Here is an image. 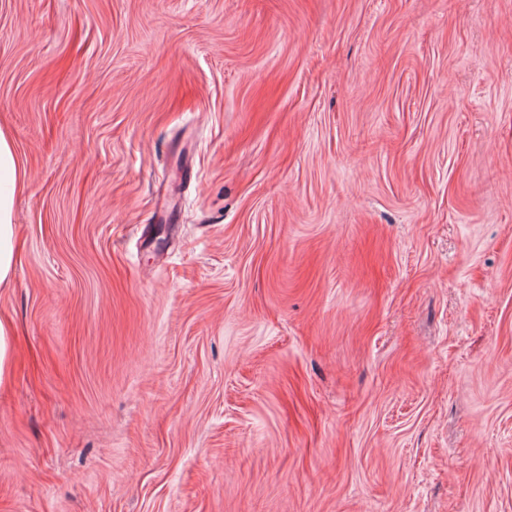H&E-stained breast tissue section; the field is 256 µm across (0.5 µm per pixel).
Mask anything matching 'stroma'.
Listing matches in <instances>:
<instances>
[{
    "label": "stroma",
    "mask_w": 512,
    "mask_h": 512,
    "mask_svg": "<svg viewBox=\"0 0 512 512\" xmlns=\"http://www.w3.org/2000/svg\"><path fill=\"white\" fill-rule=\"evenodd\" d=\"M0 124V512H512V0H0ZM25 180L10 136L0 126V286L9 283L15 268L13 211ZM11 336L10 325L0 320V385L7 380L9 374L12 353Z\"/></svg>",
    "instance_id": "stroma-1"
}]
</instances>
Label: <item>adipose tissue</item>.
Here are the masks:
<instances>
[{"instance_id":"1","label":"adipose tissue","mask_w":512,"mask_h":512,"mask_svg":"<svg viewBox=\"0 0 512 512\" xmlns=\"http://www.w3.org/2000/svg\"><path fill=\"white\" fill-rule=\"evenodd\" d=\"M25 180L10 136L0 126V286L9 283L15 268L13 211Z\"/></svg>"}]
</instances>
